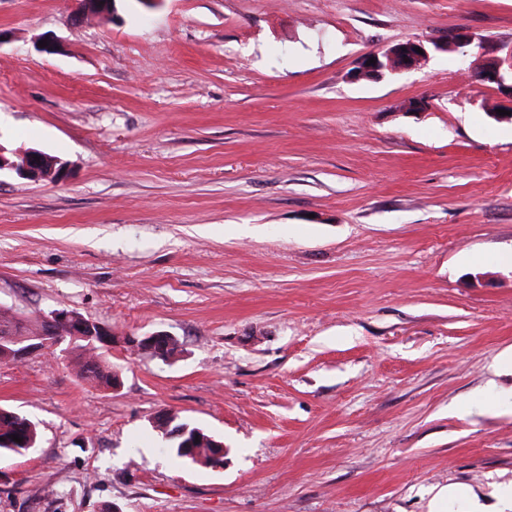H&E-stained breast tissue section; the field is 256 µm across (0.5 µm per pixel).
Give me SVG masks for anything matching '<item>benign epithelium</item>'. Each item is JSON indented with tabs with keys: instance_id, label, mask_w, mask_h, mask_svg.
Masks as SVG:
<instances>
[{
	"instance_id": "obj_1",
	"label": "benign epithelium",
	"mask_w": 512,
	"mask_h": 512,
	"mask_svg": "<svg viewBox=\"0 0 512 512\" xmlns=\"http://www.w3.org/2000/svg\"><path fill=\"white\" fill-rule=\"evenodd\" d=\"M110 17L105 6L100 4V0H75L74 21L82 23L89 18L105 20ZM474 42V36L466 30H456L448 36L444 42H431L426 45L423 41L409 39L394 44L382 52L372 53L362 58L355 76H367L378 74L383 71L390 73H403L414 70L421 66L428 57L430 50L446 51L452 47L454 49L465 48ZM422 52H417V49ZM376 60L374 64H367L369 59ZM477 77L479 80L502 86L505 81L512 80V47L508 49L505 56L495 57V65L489 66L486 62H481L477 67ZM45 159L43 153L28 149L23 152L8 151L0 145V172L9 171L18 178L26 181H51L56 178L57 169L50 167L44 168L42 160ZM47 330L40 336L33 337V344L30 348L20 352V355L27 356L29 353L52 346L55 344V337L59 332V327L66 328L68 335L81 336L87 329H93V322L87 321L70 310H54L46 318ZM171 333L167 331H155L144 335L141 338L134 339V343H143L152 348L155 357L162 359L165 357L166 343L169 341Z\"/></svg>"
}]
</instances>
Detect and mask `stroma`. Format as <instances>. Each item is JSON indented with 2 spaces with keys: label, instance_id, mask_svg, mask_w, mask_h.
<instances>
[{
  "label": "stroma",
  "instance_id": "obj_1",
  "mask_svg": "<svg viewBox=\"0 0 512 512\" xmlns=\"http://www.w3.org/2000/svg\"><path fill=\"white\" fill-rule=\"evenodd\" d=\"M74 7L0 0V145L65 165L0 173V307L183 352L114 344L115 391L57 346L0 362L41 433L0 512H512V91L474 73L512 0ZM454 29L467 54L352 76ZM164 410L223 468L171 457ZM102 0H77L74 8V21L82 23L89 18L105 20L110 14L105 5L100 4ZM415 47L422 49L423 54H419ZM430 53V47L422 40L409 39L394 44L382 52L372 53L362 58L355 76H367L387 71L390 73H403L414 70L424 63ZM370 58L376 60V64L366 65ZM410 59V62H405ZM171 414L179 423L188 427L187 437L166 438L164 425L162 423L156 422L152 425V427L160 433L161 438L167 442V447L170 448L171 453L184 463L212 467L213 460L219 455L222 456L224 452V446H222L224 445V441L200 427L182 421L176 414ZM195 438H198V442H195ZM189 441H192V446L189 448L184 447Z\"/></svg>",
  "mask_w": 512,
  "mask_h": 512
}]
</instances>
